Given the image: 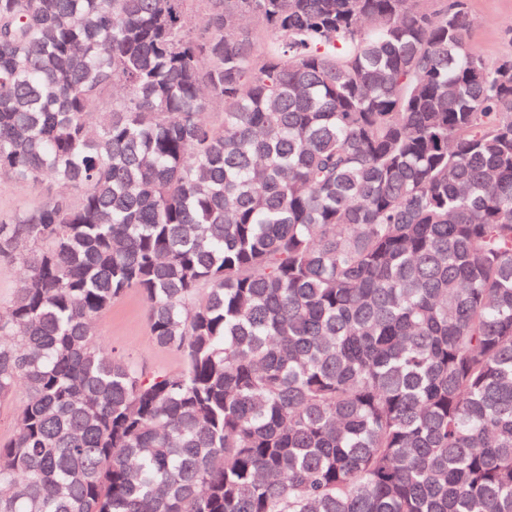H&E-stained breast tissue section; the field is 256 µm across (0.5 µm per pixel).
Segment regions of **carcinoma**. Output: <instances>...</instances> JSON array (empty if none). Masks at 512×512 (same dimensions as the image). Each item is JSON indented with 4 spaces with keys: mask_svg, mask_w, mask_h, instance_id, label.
Returning <instances> with one entry per match:
<instances>
[{
    "mask_svg": "<svg viewBox=\"0 0 512 512\" xmlns=\"http://www.w3.org/2000/svg\"><path fill=\"white\" fill-rule=\"evenodd\" d=\"M189 2L0 0V176L79 189L0 219V512H512V58ZM132 291L180 369L94 340ZM22 277L23 271L18 265L0 261V312H5L10 306ZM21 398L22 394H19L13 401L0 405V443L7 442L14 432Z\"/></svg>",
    "mask_w": 512,
    "mask_h": 512,
    "instance_id": "carcinoma-1",
    "label": "carcinoma"
}]
</instances>
